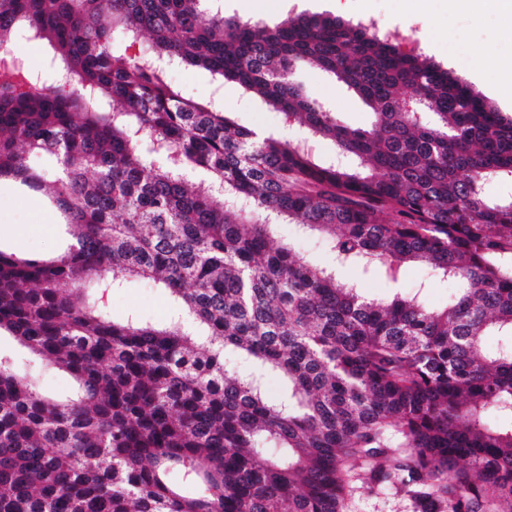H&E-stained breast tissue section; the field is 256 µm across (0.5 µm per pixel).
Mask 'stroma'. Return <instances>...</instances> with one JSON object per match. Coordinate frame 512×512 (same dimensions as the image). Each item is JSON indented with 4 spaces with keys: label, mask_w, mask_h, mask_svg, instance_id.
I'll use <instances>...</instances> for the list:
<instances>
[{
    "label": "stroma",
    "mask_w": 512,
    "mask_h": 512,
    "mask_svg": "<svg viewBox=\"0 0 512 512\" xmlns=\"http://www.w3.org/2000/svg\"><path fill=\"white\" fill-rule=\"evenodd\" d=\"M224 13L252 22L274 24L298 14L331 16L355 23L374 16L382 23L413 32L424 56L455 70L476 92L501 112L512 115V96L499 89L500 63L512 58V33L504 27L502 14L489 0H472V9L458 11L452 0H223ZM465 44L469 60L459 64L450 49ZM171 84L187 98L221 102L224 111L246 127L260 128L279 137L302 138L299 125L282 124L275 112L262 108L238 85L216 87L209 74L195 67H181L168 74ZM295 79L318 98L342 123L351 128H369L371 115L359 97L334 76L304 69ZM69 241L46 198L17 184L0 183V249L28 257H47L61 252ZM108 308L114 319L134 313L151 322L167 321L170 298L152 281L133 279L126 288L113 291ZM353 512H415L412 499L389 487H370L358 482Z\"/></svg>",
    "instance_id": "obj_1"
}]
</instances>
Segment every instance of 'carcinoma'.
<instances>
[{
  "label": "carcinoma",
  "mask_w": 512,
  "mask_h": 512,
  "mask_svg": "<svg viewBox=\"0 0 512 512\" xmlns=\"http://www.w3.org/2000/svg\"><path fill=\"white\" fill-rule=\"evenodd\" d=\"M22 40L49 52L0 70V180L46 193L72 242L0 250V333L77 391L46 397L0 354V512H347L358 469L416 512H512V194H484L512 183V116L332 17L0 0V49ZM172 65L305 136L184 97ZM301 67L353 90L371 128L310 97ZM281 224L320 234L335 268L273 245ZM408 262L455 284L446 306L425 283L372 298L341 276L396 284ZM130 277L174 316L111 318L95 291Z\"/></svg>",
  "instance_id": "cac0c4a2"
}]
</instances>
